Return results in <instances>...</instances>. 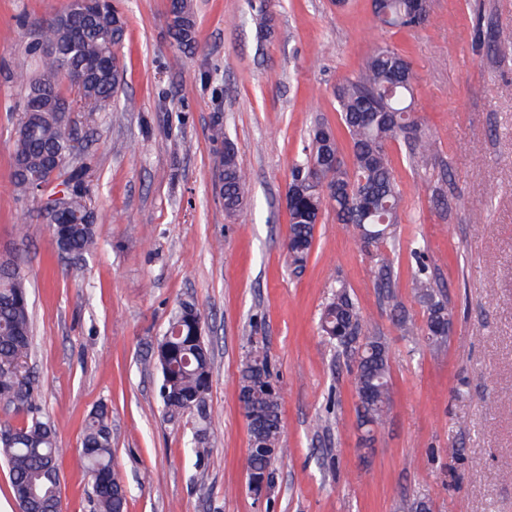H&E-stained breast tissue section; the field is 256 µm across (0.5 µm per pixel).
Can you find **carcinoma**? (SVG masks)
<instances>
[{
    "mask_svg": "<svg viewBox=\"0 0 512 512\" xmlns=\"http://www.w3.org/2000/svg\"><path fill=\"white\" fill-rule=\"evenodd\" d=\"M374 20L384 27L413 30L431 21L430 0H372ZM259 37L273 31V19L265 9L254 15ZM195 13L190 0H173L170 36L180 47L194 42ZM125 36V21L108 3L91 14L67 8L46 27L45 39L54 51L43 59L44 74L32 80L20 113L14 144V179L26 192L29 181H52L49 162H66L71 155V132L60 123L59 113L45 108L30 115L33 93L62 100L59 76L70 78L67 61L75 65L109 58L116 60L115 48ZM121 71L109 68L88 70L87 80L75 87L80 101L89 111H103L112 103L120 86ZM416 75L400 54L378 46L368 56L360 75L345 80L338 90L340 119L353 144L351 166L333 160L338 155L334 129L317 123L308 133L305 161L292 170L288 257L302 263L309 255L315 225L323 211L332 208L336 221L359 229V244L374 261V288L394 311L395 325L404 336L424 335L432 347L449 343L448 301L439 283L427 275L428 266L419 261L413 284L418 300L426 308L425 327L416 325L397 301L394 255L396 227L399 224L401 192L386 151L389 142L404 138L413 166L428 164L432 143L418 132L412 112ZM211 139L224 143L222 169L217 175L224 211L239 213L246 200L247 176L234 148L225 142L223 124L212 126ZM314 175L324 195L306 183ZM85 170L75 166L63 182L59 199L70 223L56 224L53 232L60 249L68 255L82 256L97 245L94 216L87 206ZM200 310L184 304L175 312L163 336L152 347L160 368V388L165 415L177 419L193 414L205 422L210 417L208 394L212 362L208 345L198 334ZM321 335L356 368L358 428L365 440L372 438L384 422L390 400V357L383 338L370 331L348 286L339 280L333 297L320 316ZM32 339L29 298L23 276L10 261H0V404L27 420L0 426V455L10 471L11 491L27 512H60L61 471L55 431L42 420L34 407V382L23 374ZM270 360L265 346L251 344L239 372V390L245 398V417L249 418V448L246 471L249 475H272V462L281 448V398L274 390ZM207 431L198 434L201 447L197 478L207 477L204 457L208 453ZM85 476L93 486L98 512H127V490L116 482L112 457V437L108 410L104 406L90 412L82 434Z\"/></svg>",
    "mask_w": 512,
    "mask_h": 512,
    "instance_id": "cac0c4a2",
    "label": "carcinoma"
}]
</instances>
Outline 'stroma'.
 Returning a JSON list of instances; mask_svg holds the SVG:
<instances>
[{
  "instance_id": "1",
  "label": "stroma",
  "mask_w": 512,
  "mask_h": 512,
  "mask_svg": "<svg viewBox=\"0 0 512 512\" xmlns=\"http://www.w3.org/2000/svg\"><path fill=\"white\" fill-rule=\"evenodd\" d=\"M69 0H0V260L25 276L33 339L25 367L61 452L62 512H96L81 433L106 406L128 512H403L427 496L432 512H512V0H432L424 28L387 30L370 0H193L196 38L168 35L169 0H116L126 21L122 78L103 112H75L73 166L88 168L98 247L61 254L43 197L13 183L12 157L30 78L41 75L42 31ZM275 20L259 39L253 6ZM386 45L417 77L414 115L435 150L410 167L390 142L402 195L397 293L414 295L411 243L452 312L449 344L401 335L373 286V261L354 225L325 212L302 268L287 259L286 192L315 121L336 127V88ZM249 173L246 205L224 213L217 173L224 146ZM344 281L390 352L391 404L371 446L357 427L355 370L333 359L320 312ZM200 309L213 354L211 417L170 421L149 355L181 304ZM264 343L282 394L274 485L247 489L248 427L239 370ZM209 435V477L193 452Z\"/></svg>"
}]
</instances>
